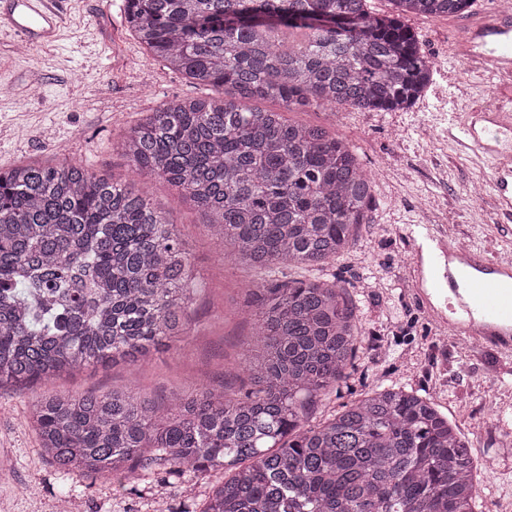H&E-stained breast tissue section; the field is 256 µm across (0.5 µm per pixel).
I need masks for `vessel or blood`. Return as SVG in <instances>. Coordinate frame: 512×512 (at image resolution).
I'll list each match as a JSON object with an SVG mask.
<instances>
[{"label":"vessel or blood","mask_w":512,"mask_h":512,"mask_svg":"<svg viewBox=\"0 0 512 512\" xmlns=\"http://www.w3.org/2000/svg\"><path fill=\"white\" fill-rule=\"evenodd\" d=\"M62 0H9L0 22L20 41L42 46L59 39L64 24ZM468 59L491 70L512 88V13L481 15L462 36ZM445 133L462 153L489 162L490 186L497 213H512V111L500 106L474 107L449 119ZM425 237L448 258L447 266L423 267L412 260L413 291L435 323L454 336H467L512 357V267L502 266L485 249H450L442 228L425 227ZM454 299L458 315L449 317L434 296Z\"/></svg>","instance_id":"1"}]
</instances>
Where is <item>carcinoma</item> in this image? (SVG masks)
I'll return each mask as SVG.
<instances>
[{"label":"carcinoma","mask_w":512,"mask_h":512,"mask_svg":"<svg viewBox=\"0 0 512 512\" xmlns=\"http://www.w3.org/2000/svg\"><path fill=\"white\" fill-rule=\"evenodd\" d=\"M389 2L378 17L368 0H126L140 44L217 95L163 103L122 154L196 204L224 259L264 278L245 287V390L38 397L39 447L64 476L221 477L200 512H479V469L432 397L378 385L344 400L360 339L345 281L275 278L347 252L371 223L375 183L328 127L249 102L412 106L432 72L402 18L473 0ZM286 27L307 31L296 50L278 40ZM228 87L237 98H223ZM195 293L185 243L135 186L67 158L0 170V385L134 370L187 335ZM330 394L339 408L308 424Z\"/></svg>","instance_id":"cac0c4a2"}]
</instances>
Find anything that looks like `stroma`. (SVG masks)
<instances>
[{
	"label": "stroma",
	"instance_id": "stroma-1",
	"mask_svg": "<svg viewBox=\"0 0 512 512\" xmlns=\"http://www.w3.org/2000/svg\"><path fill=\"white\" fill-rule=\"evenodd\" d=\"M496 2L475 0L465 15L408 17L432 65L431 83L415 105L340 109L332 131L353 144L377 189L371 223L332 270L349 283L362 334L356 391L380 384L426 391L457 425L474 462L495 463L493 477L479 482L481 512H512V363L470 338L446 339L416 300L408 270L416 244L425 265L448 263L425 247L427 224L453 225L462 243L512 253V234L499 228L488 166L457 153L441 131L454 113L507 99L498 77L471 69L457 54L467 23L494 11ZM63 7L61 40L25 58L0 25V85L10 88L0 95V170L70 156L136 184L188 246L198 294L188 336L136 372L90 368L33 388H0V512H55L64 494L71 512H153L146 490L62 477L38 451L28 405L43 393H102L134 380L158 399L203 381L237 383V363L253 334L242 313L243 289L260 275L224 262L193 203L165 180L137 172L118 149L148 112L172 98L204 96V88L146 51L126 24L125 0H63ZM490 395L492 407L485 404ZM213 482L208 475L174 480L165 489L168 503L174 512H201Z\"/></svg>",
	"mask_w": 512,
	"mask_h": 512
}]
</instances>
